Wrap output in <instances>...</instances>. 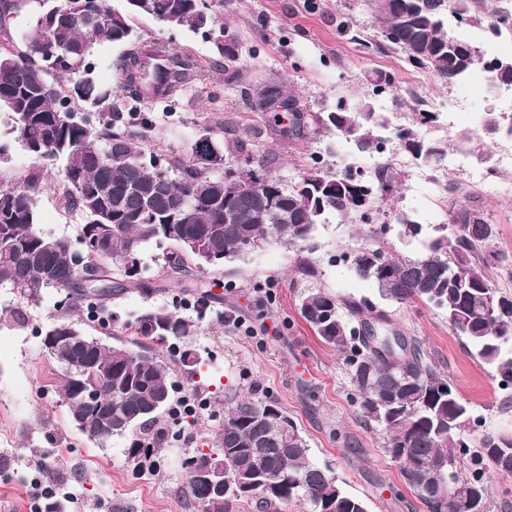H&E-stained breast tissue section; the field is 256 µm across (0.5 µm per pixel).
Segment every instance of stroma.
<instances>
[{
	"mask_svg": "<svg viewBox=\"0 0 512 512\" xmlns=\"http://www.w3.org/2000/svg\"><path fill=\"white\" fill-rule=\"evenodd\" d=\"M319 3V10L311 12L306 0H224V18L241 45L238 68L244 83L253 88L290 86L315 112L333 107L337 97L363 96V77L375 69L397 74L401 88L424 98L444 93L439 82L422 86L412 81V70L400 55H370L337 36L340 10H351L357 24L370 26L360 5L353 0ZM134 26L144 39L182 46L198 65L176 109L145 106L153 125L149 151L186 159L205 130L219 127L228 134L258 127L261 152L275 155L272 172L287 183L297 180L310 153L334 170L348 164L371 170L380 163L379 155L347 152L328 137L304 142L282 137L278 127L245 108L238 84L225 82L224 58L212 38L168 29L150 17L136 19ZM454 90L468 99L469 110L453 129H439L436 138L459 156L464 138L478 129L488 103L472 96L467 83L456 84ZM0 144L8 148L0 162V185L17 183L31 168L32 158L16 140L3 109ZM59 172L52 167L44 181L37 204L39 227L52 237L73 238L81 219L59 203ZM453 205L479 208L494 225L491 247L501 260L489 268L488 276L500 292L512 296V197L502 195L498 186L476 187L456 171L425 168L419 179L404 177L400 197L381 203L379 218L386 222L395 212L412 211L422 223L435 224ZM377 246L402 257L415 252L396 231L384 234L378 224L329 217L317 225L304 252L272 243L223 270L200 272L213 295L203 310L168 280L161 249L145 250L147 279L158 285V292L146 296L129 291L111 306L116 322L104 326L88 321L83 328L107 343L131 345L133 337L124 324L149 303L176 309L197 324L193 336L156 348L173 363L182 352H192L198 364L193 378L176 376L172 394L173 405L187 400L191 411L179 419L169 412L159 416L157 426L166 438L161 467L154 473L132 474L124 456L128 436L98 443L73 425L56 390L57 366L40 336L61 314L56 290L47 289L39 305L23 307L25 325L0 323V458L7 462L0 470V512H38L47 466L62 476L55 494L66 512H194L188 504L185 462L199 450L214 448L229 392L276 399L303 432L311 460L329 466L347 492L366 501L368 512H426L405 484L399 464L386 453L384 433L364 421L344 355L320 342L301 317V295L321 288L367 299L386 313L388 329L418 340L427 359L472 407V419L462 433L471 449H478L485 433L512 434V388L502 387L492 368L449 329L440 311L421 303L381 301L373 284L353 275V255ZM300 256L313 264L315 277L297 272Z\"/></svg>",
	"mask_w": 512,
	"mask_h": 512,
	"instance_id": "1",
	"label": "stroma"
}]
</instances>
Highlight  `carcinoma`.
<instances>
[{"label": "carcinoma", "instance_id": "carcinoma-1", "mask_svg": "<svg viewBox=\"0 0 512 512\" xmlns=\"http://www.w3.org/2000/svg\"><path fill=\"white\" fill-rule=\"evenodd\" d=\"M30 2L0 0V107L10 113L18 142L41 145L30 152L33 165L26 175L16 184L0 186V285L12 288L22 303L36 305L45 289L54 288L63 294L62 309L81 307L92 321L95 314L109 312L112 301L128 288L146 285L124 265V258L166 244L168 279L180 283L204 309L210 294L195 279L199 266L222 267L271 242L302 251L328 217L369 224L376 204L397 192L399 172L389 163L368 175L349 169L333 173L317 156L288 185L269 171L252 170L260 135L254 128L227 141L213 130L205 133L221 159H244L246 168L237 175H212V168L197 164L194 148L187 160L155 161V154L146 153L152 125L139 106L147 103L146 93L175 104L190 63L177 49L165 51L155 42L141 41L133 20L146 16L173 29L222 34L212 4L205 5L203 15L198 0H121L120 7L112 0H37L39 8L20 31L17 19ZM365 6L378 30L375 37L365 35L348 12L336 14L337 33L368 54L400 53L407 65L434 73L445 86L464 80L479 65L457 49L459 37L448 28V18L465 19L470 26L506 22L485 0H365ZM50 39L58 45V55L48 60L44 45ZM97 41L123 47L114 62L123 96L94 77ZM215 47L224 56V78L240 80V45L220 41ZM150 55L163 58V68L151 79L144 62ZM490 74L494 82H512V56L502 58ZM369 81L371 95L353 103L340 97L334 107L320 112L310 111L284 86L273 85L288 107L282 133L296 140L324 133L372 154L393 145L430 167L447 165L448 148L421 131L436 119L425 109L427 101L398 94L399 81L392 72L376 70ZM50 84L54 93L42 94ZM382 92L392 94L397 108L412 105L415 122L394 128L391 113L375 102ZM485 145L480 131L463 149L487 163L491 155ZM54 161L63 165L62 208L81 216L83 237L111 241L112 263L101 272L92 265L79 279L73 278L75 247L68 238H60L53 248L40 242L37 202L48 163ZM186 204L194 206V214L184 224L179 213ZM394 221L399 238L418 242L419 252L395 258L381 247L366 248L352 260L355 276L375 285L384 301L420 302L447 314L448 327L502 381L512 383V298L499 293L487 273L500 260L486 248L494 225L471 208L448 210L441 224L425 226L406 212ZM186 237L196 244L182 251L178 244ZM450 269L458 272L456 278L448 277ZM300 312L322 342L346 355L362 417L384 431L390 457L408 451L423 481L452 475L456 493L449 512H473L474 487L483 489L481 512H488L486 470L512 476V466L500 468L483 449L512 450V435L488 433L480 450L469 454V444L461 439L470 421L469 403L426 361L418 343L406 339L404 351L396 354L371 346L370 320H385L372 303L317 289L301 297ZM132 327L138 339L122 350L89 337L92 346L84 360L108 376L101 395L112 408V435L132 436L126 453L140 450L143 470L154 471L164 438L153 431L158 404L171 396L177 369L150 355L152 344L190 336L196 324L167 306L149 305ZM57 366L59 393L83 421L77 429L92 441H106L95 433L99 403L82 398L79 376L60 362ZM214 454L224 459V493L192 481L187 486L189 498L203 512H236L248 500L256 501L259 512H285L297 503L308 512H367L365 501L347 493L330 467L310 460L295 422L270 397H227L215 449L201 450L196 458L204 461ZM468 454L471 466L464 474L456 458Z\"/></svg>", "mask_w": 512, "mask_h": 512}]
</instances>
